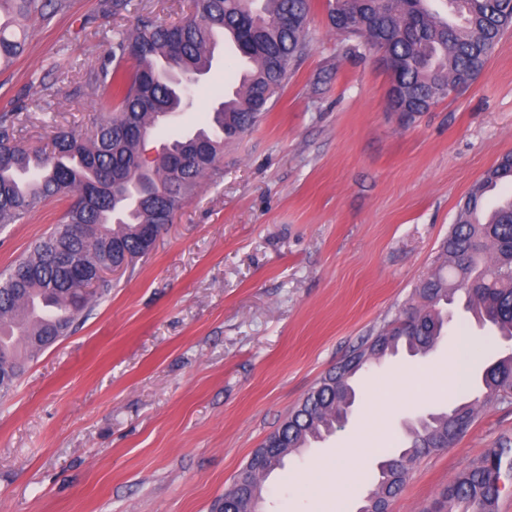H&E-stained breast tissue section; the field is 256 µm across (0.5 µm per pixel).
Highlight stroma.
<instances>
[{
  "mask_svg": "<svg viewBox=\"0 0 512 512\" xmlns=\"http://www.w3.org/2000/svg\"><path fill=\"white\" fill-rule=\"evenodd\" d=\"M28 24L24 53L0 65V113L18 137L50 143L67 128L91 135L103 117L86 95L114 30L144 15L190 16L188 0H68ZM235 49L215 52L192 107L151 132L153 164L175 135L195 131L236 86ZM381 54L337 35L326 0H312L308 46L269 112L225 147L223 178L203 181L153 249L44 348L0 397V512H212L256 448L316 382L396 319L456 223L459 204L512 151V28L478 78L428 112L392 111ZM66 204L0 228V271L25 258ZM482 335L472 386L431 381L457 337ZM512 341L477 324L462 302L427 356L384 360L362 379L347 423L289 456L264 483L259 512H357L377 464L417 417L474 400L484 369ZM405 375L409 384L391 389ZM379 446L342 489L319 460L361 428ZM512 439V401L479 408L452 447L423 457L389 512H425L486 449Z\"/></svg>",
  "mask_w": 512,
  "mask_h": 512,
  "instance_id": "35a3bbf8",
  "label": "stroma"
}]
</instances>
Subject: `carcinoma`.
Here are the masks:
<instances>
[{
    "label": "carcinoma",
    "instance_id": "cac0c4a2",
    "mask_svg": "<svg viewBox=\"0 0 512 512\" xmlns=\"http://www.w3.org/2000/svg\"><path fill=\"white\" fill-rule=\"evenodd\" d=\"M427 0H327V18L338 34L383 50L391 62L390 107L408 118L428 111L471 85L505 31L512 26V0H448L450 23ZM64 0H0V12L16 18L0 23V64L24 52L33 17L50 19ZM311 0H192V19L159 25L141 18L117 31L107 44L94 83L108 91L109 113L90 137L61 130L50 151L17 139L16 118L0 115V226L18 224L40 205L60 197L73 203L23 260L0 272V394L7 393L33 355L69 334L93 300L107 296L112 280L101 274L128 252L145 256L154 237L173 223L184 200L209 176L218 178L224 145L240 139L268 110L303 53ZM231 36L250 65L235 95L221 101L193 134L173 139L143 167L140 149L161 115L190 104L187 79L211 69L216 33ZM135 176L131 193L122 180ZM512 180V153L504 154L466 195L456 224L442 242L435 266L420 279L404 315L364 344L313 386L263 442L276 468L294 452L336 429L345 395L341 384L378 365L399 347L427 355L445 335L441 305L462 291L481 326L512 339V198L488 208L489 194ZM481 378L485 401L512 397V354L495 359ZM475 404L463 402L432 413L407 429L403 446L378 466L363 495L364 510L384 508L398 494L414 465L449 448L471 426ZM253 452L224 491L229 505L254 512L271 475L256 466ZM512 479V442L499 443L461 470L429 512H497L504 481Z\"/></svg>",
    "mask_w": 512,
    "mask_h": 512
}]
</instances>
